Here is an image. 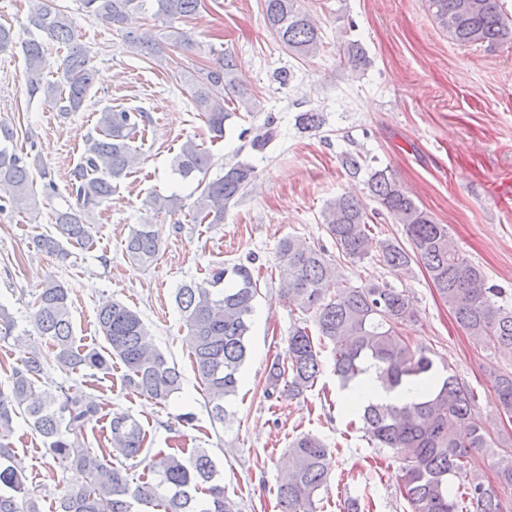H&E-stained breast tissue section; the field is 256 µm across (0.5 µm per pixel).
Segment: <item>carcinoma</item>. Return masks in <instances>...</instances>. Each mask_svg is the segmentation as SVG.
<instances>
[{
	"instance_id": "1",
	"label": "carcinoma",
	"mask_w": 512,
	"mask_h": 512,
	"mask_svg": "<svg viewBox=\"0 0 512 512\" xmlns=\"http://www.w3.org/2000/svg\"><path fill=\"white\" fill-rule=\"evenodd\" d=\"M29 26L37 34L21 42L28 98L52 103L63 115L83 110L94 86L95 71L88 51L77 43L72 21L56 0H28ZM440 27L457 45L495 46L512 38V19L500 0H428ZM80 9L122 32L130 52L160 65L174 64L169 54L190 51L188 32L172 27L162 40H149L127 28L134 15L153 11L166 22L187 21L204 9L205 0H79ZM266 28L300 60L318 56L325 45L314 19L297 0H264ZM67 48L62 81L45 80L42 57L46 44ZM345 65L357 72L367 56L356 40L339 46ZM234 57L214 48L207 64L182 70L190 96L215 139L224 137L232 111L250 112L253 103L241 91ZM147 115L138 108L102 109L94 133L68 184L74 202L57 209L54 220L66 242L88 248L92 244L90 220L107 202L115 183L127 178L140 163L133 142ZM324 119L318 112H302L296 124L317 130ZM278 136L267 123L256 130L251 146L262 149ZM342 166L351 175L367 171V188L377 208L348 192L336 195L322 212L323 226L336 245L338 256L351 263L374 256L396 275L419 267L428 275L456 323L486 347L512 357V298L486 283L482 270L454 245L448 225L437 223L420 207L389 169L371 167L370 159L346 153ZM173 169L181 178L197 181L199 195L193 202L198 224H222L230 205L253 185L255 168L238 161L224 175L210 180V155L193 140L184 142L175 155ZM0 201L17 210L37 207L35 177L29 156L7 146L0 148ZM144 205L155 213L176 214L182 199L176 194H152ZM400 224L406 243L396 238L375 239L371 224L379 217ZM37 248L61 258L68 256L61 241L42 235ZM160 251L155 225L132 227L125 241V255L140 265H150ZM279 298L302 314H312L317 335L307 319L293 322L284 357L268 369L264 394L287 399L315 387L322 371V352L331 350L333 371L340 387L375 368L376 380L388 393L411 384L421 395L411 401L387 398L355 411L367 442L387 448L399 462L397 490L408 512H508L497 488L485 482L478 460L491 458L498 482L512 486V448L496 445L491 427L471 421L476 392L458 377L439 367L434 352L417 347L401 334L400 327L415 317L416 309L405 289L386 281L350 284L338 261L322 247L300 237L280 241ZM259 284L244 264L217 266L200 282L177 289L175 301L186 334L184 343L203 386L205 407L213 422L229 417L227 405L237 396L240 371L248 355L249 333ZM37 335L50 341L57 367L65 374L90 373L102 384L121 363L122 385L156 404L180 392L181 374L163 353L150 345L149 332L138 311L119 301H108L96 315L101 348L77 343L73 330L69 291L57 281L47 282L33 303ZM45 369L35 352L11 368L8 387H0V512H40L38 499L23 481L12 436L15 420L22 417L43 438L53 460L78 468L82 485L57 500L55 512H132L137 503L156 512H237L236 503L215 482L217 470L201 448L158 450L151 456L149 476L129 477L124 461L145 451L146 431L128 413H114L109 421L107 445L89 448L85 431L103 410L102 402L78 386H62L57 396H43L38 383ZM497 404L512 416V371L489 367ZM331 466L330 448L319 436L300 433L289 444L283 473L277 481L279 512H317L316 497L326 484Z\"/></svg>"
}]
</instances>
